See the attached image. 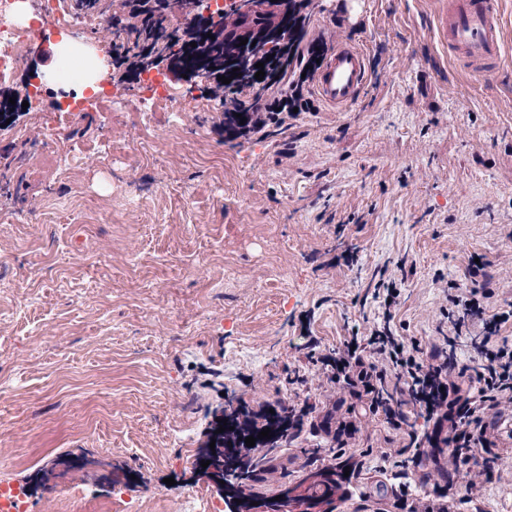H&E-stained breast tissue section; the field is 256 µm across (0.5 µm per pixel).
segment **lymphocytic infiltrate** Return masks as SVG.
Listing matches in <instances>:
<instances>
[{"mask_svg": "<svg viewBox=\"0 0 512 512\" xmlns=\"http://www.w3.org/2000/svg\"><path fill=\"white\" fill-rule=\"evenodd\" d=\"M325 47L323 37L311 40L306 32H299L291 38L284 59L272 63L265 83L225 88V102L237 110L242 97H249L248 107L255 116L247 126L227 127V136H266L271 129L286 127L294 111L310 110L312 104L304 94L306 78L313 75ZM372 281V296L382 315L366 333L352 331L327 353L317 340L309 342V363L322 370L330 387L347 389L352 399L342 429L357 433L356 418L380 416L390 429L407 436L403 453L409 462H418L423 449L445 445L462 457L463 472L483 466L489 446L486 430L499 407L512 404V336L503 333L512 323V303L491 306L494 291L485 282L456 287L441 312L447 332L426 345L398 333L394 318L401 304L402 280L397 272L380 269ZM473 321L480 328L476 355L462 364L456 346ZM410 408L431 422L432 430L416 429L406 414ZM267 420L288 430L295 440L318 429L311 407L304 403L280 404Z\"/></svg>", "mask_w": 512, "mask_h": 512, "instance_id": "f902f5d3", "label": "lymphocytic infiltrate"}]
</instances>
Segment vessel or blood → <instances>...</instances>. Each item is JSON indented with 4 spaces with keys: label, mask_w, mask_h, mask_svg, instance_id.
Returning <instances> with one entry per match:
<instances>
[{
    "label": "vessel or blood",
    "mask_w": 512,
    "mask_h": 512,
    "mask_svg": "<svg viewBox=\"0 0 512 512\" xmlns=\"http://www.w3.org/2000/svg\"><path fill=\"white\" fill-rule=\"evenodd\" d=\"M503 27L498 0H448L436 30L440 42L471 63L478 78L489 79L499 71ZM369 77L365 50L342 41L322 57L312 84L321 102L343 111L359 101Z\"/></svg>",
    "instance_id": "1"
}]
</instances>
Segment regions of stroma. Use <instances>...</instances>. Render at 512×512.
<instances>
[{
	"instance_id": "stroma-1",
	"label": "stroma",
	"mask_w": 512,
	"mask_h": 512,
	"mask_svg": "<svg viewBox=\"0 0 512 512\" xmlns=\"http://www.w3.org/2000/svg\"><path fill=\"white\" fill-rule=\"evenodd\" d=\"M444 0H317L311 36L365 47L370 80L344 112L315 103L288 129L224 140L220 112L140 111L135 98L61 121L23 110L0 157V482L33 481L29 512H204L216 484L187 462L212 408L346 399L306 360L377 319L375 270L406 264L395 323L436 334L472 257L512 301V0L504 54L476 80L436 35ZM362 216L336 224L333 214ZM357 251L355 267L337 255ZM308 327H301L302 317ZM306 371L289 392L284 372ZM494 476L451 512H512V424L489 426ZM406 441L377 418L336 512L392 480ZM174 485H167V478ZM123 488L124 497L114 495Z\"/></svg>"
}]
</instances>
